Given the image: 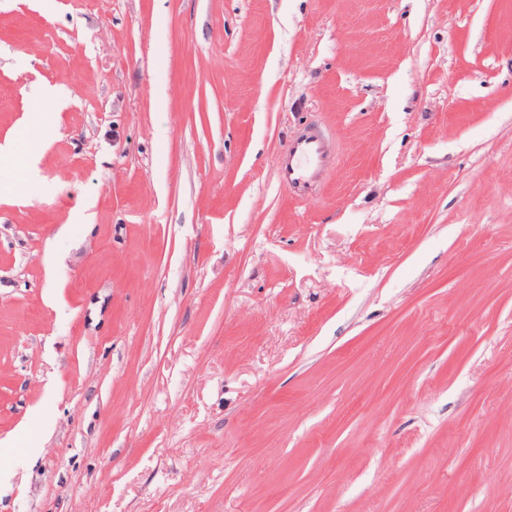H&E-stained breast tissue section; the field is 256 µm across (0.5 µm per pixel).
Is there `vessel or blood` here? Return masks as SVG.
Wrapping results in <instances>:
<instances>
[{"label":"vessel or blood","instance_id":"obj_1","mask_svg":"<svg viewBox=\"0 0 512 512\" xmlns=\"http://www.w3.org/2000/svg\"><path fill=\"white\" fill-rule=\"evenodd\" d=\"M325 136L311 127L288 141L278 172L281 183L294 196L307 197L321 187L333 160L325 152Z\"/></svg>","mask_w":512,"mask_h":512}]
</instances>
